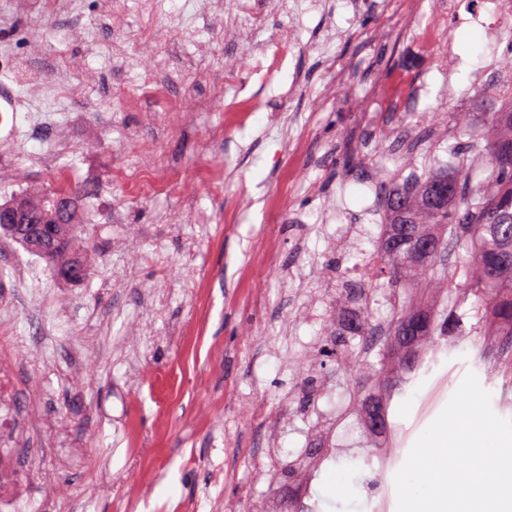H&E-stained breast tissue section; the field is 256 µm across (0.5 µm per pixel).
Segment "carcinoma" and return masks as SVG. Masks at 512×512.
<instances>
[{
  "instance_id": "obj_1",
  "label": "carcinoma",
  "mask_w": 512,
  "mask_h": 512,
  "mask_svg": "<svg viewBox=\"0 0 512 512\" xmlns=\"http://www.w3.org/2000/svg\"><path fill=\"white\" fill-rule=\"evenodd\" d=\"M486 126L491 131L490 153L483 164L471 170L464 165V147L448 149V160L439 164L457 170L455 175L412 172L397 186L386 201L387 223L376 241V252L388 270L389 278L418 280L438 288L445 278L455 283L456 307L434 316L401 309L397 312L394 336L401 335L405 324L415 325L419 341L435 336H458L464 331L463 316L458 306L469 299L480 302L501 295L511 296L499 304L498 320L512 324V107L506 112H490ZM480 178L477 189L470 187ZM56 193L39 195L20 192L17 199H29L41 212L51 211ZM433 244L428 253L418 251L414 240ZM402 241L395 248L389 242ZM467 257L455 262L445 272L442 257ZM366 335L364 313H355L336 325L325 327V357L355 362L352 340Z\"/></svg>"
}]
</instances>
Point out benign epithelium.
<instances>
[{"instance_id":"obj_1","label":"benign epithelium","mask_w":512,"mask_h":512,"mask_svg":"<svg viewBox=\"0 0 512 512\" xmlns=\"http://www.w3.org/2000/svg\"><path fill=\"white\" fill-rule=\"evenodd\" d=\"M25 224L36 225L24 236V244L29 250L48 255L60 253V243L64 239L62 232L73 228L67 197L61 195L55 199L53 212L46 219L36 218L33 206H0L1 235L16 238Z\"/></svg>"}]
</instances>
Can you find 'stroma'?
<instances>
[{
	"label": "stroma",
	"mask_w": 512,
	"mask_h": 512,
	"mask_svg": "<svg viewBox=\"0 0 512 512\" xmlns=\"http://www.w3.org/2000/svg\"><path fill=\"white\" fill-rule=\"evenodd\" d=\"M320 2L297 22L256 0L255 42L284 48L260 65L210 27L215 66L234 59L242 106L205 116L229 133L203 152V126L172 133L124 110L120 94L138 88L146 56L131 48L113 59L121 33L96 0H72L56 17L16 14L13 0H0L12 13L0 48L14 58L0 71V112L9 113L0 139L15 142L25 163L20 180L0 183V203L23 190L80 193L74 240L88 267L69 285L0 238V267L17 270L0 274V458L11 464L0 512H239L250 501L287 512L305 488L318 512H397V471L467 374L490 393L493 411L512 419V348L488 344L472 303L461 307L472 332L464 346L418 348L414 366L398 363L390 336L357 343L353 369L321 355L325 324L346 309L337 282L360 287L374 325L391 323L401 307L450 306L448 293L417 282L376 290L381 200L407 175L394 160L427 169L461 142L439 114L469 113L478 130L504 106L486 71L507 46L449 23L448 0H424L425 19L464 60L452 73L419 46L400 0ZM205 8L206 0H129L127 20L173 26L181 10ZM34 39L44 50L38 59L27 52ZM194 50L174 37L164 72L173 93L207 94L189 67ZM60 56L78 65L65 97L53 67ZM402 68L422 93L396 116L384 95L399 89ZM34 81L45 86L46 114L67 126L64 155H54L47 132L28 127ZM137 136L187 180L220 172L196 199L212 223H176V191L131 193ZM344 224L361 230L343 236ZM269 264L280 279L256 277ZM302 355L313 361L309 384L292 365ZM364 395L384 404L381 432L364 424ZM204 398L222 404L221 419L198 422ZM90 456L96 469L84 464ZM139 463L154 478L149 495L130 504L123 478ZM334 476L347 495L334 496Z\"/></svg>",
	"instance_id": "obj_1"
}]
</instances>
